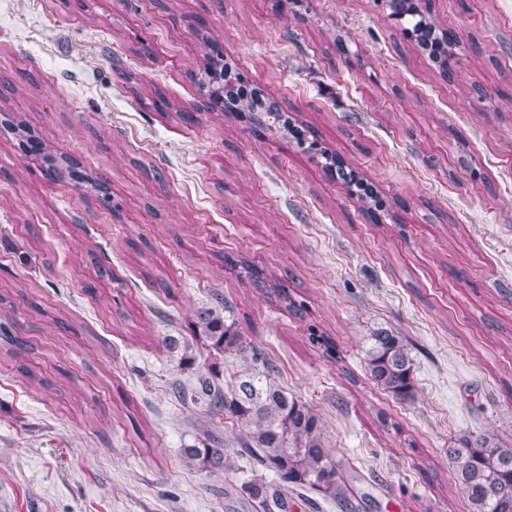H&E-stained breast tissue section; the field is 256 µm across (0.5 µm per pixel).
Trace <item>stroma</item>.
I'll return each mask as SVG.
<instances>
[{
    "mask_svg": "<svg viewBox=\"0 0 512 512\" xmlns=\"http://www.w3.org/2000/svg\"><path fill=\"white\" fill-rule=\"evenodd\" d=\"M429 10L445 65L386 0H0V322L27 343L0 348V512H262L243 486L275 474L175 393L242 367L195 332L219 297L317 415L352 512H468L449 449L486 430L512 447V0ZM218 57L301 138L206 109L192 77ZM28 130L86 182L47 180ZM380 328L411 349L409 398L365 370ZM211 435L229 470L189 468Z\"/></svg>",
    "mask_w": 512,
    "mask_h": 512,
    "instance_id": "stroma-1",
    "label": "stroma"
}]
</instances>
